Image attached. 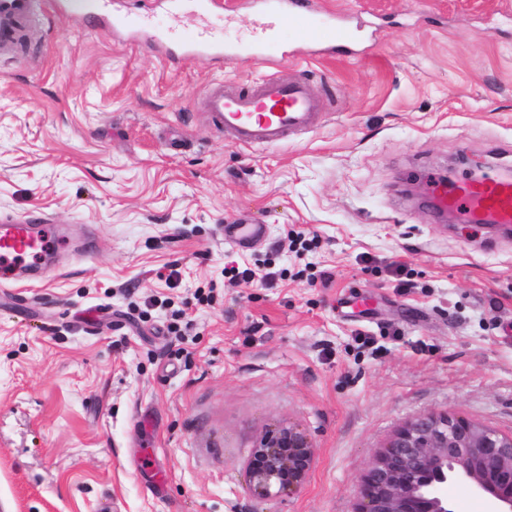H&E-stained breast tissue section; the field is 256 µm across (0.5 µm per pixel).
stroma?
Listing matches in <instances>:
<instances>
[{"mask_svg":"<svg viewBox=\"0 0 512 512\" xmlns=\"http://www.w3.org/2000/svg\"><path fill=\"white\" fill-rule=\"evenodd\" d=\"M73 2L37 0L0 56V217L64 238L0 285V512H354L413 418L512 432V234L404 195L512 165V0H318L366 39L270 66L174 59ZM269 77L317 90V127L229 143L207 86ZM283 422L314 467L262 502L243 467ZM264 232L263 224H228L224 227V239L237 244L256 242Z\"/></svg>","mask_w":512,"mask_h":512,"instance_id":"obj_1","label":"stroma"}]
</instances>
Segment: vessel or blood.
<instances>
[{
    "instance_id": "obj_1",
    "label": "vessel or blood",
    "mask_w": 512,
    "mask_h": 512,
    "mask_svg": "<svg viewBox=\"0 0 512 512\" xmlns=\"http://www.w3.org/2000/svg\"><path fill=\"white\" fill-rule=\"evenodd\" d=\"M248 6L264 19L247 40L222 38L208 22L217 13L220 0H198L206 20L184 43L189 57H216L222 60L252 58L269 64L310 53H333L360 44L363 35L343 16L316 10L312 0H248ZM36 0H0V55L12 53L13 37L32 19ZM290 42H283L282 31ZM209 116L213 126L229 133L234 144L275 147L297 133L312 130L320 118L321 105L305 83L264 80L248 91H228L223 83L208 89ZM437 206L465 218L482 216L505 227L512 226V170L490 172L440 190ZM265 229L260 224H228L225 240L243 244L260 240ZM60 246L55 229L48 224L0 222V283L15 281L25 269L48 270L49 260Z\"/></svg>"
}]
</instances>
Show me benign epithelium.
<instances>
[{"instance_id":"1","label":"benign epithelium","mask_w":512,"mask_h":512,"mask_svg":"<svg viewBox=\"0 0 512 512\" xmlns=\"http://www.w3.org/2000/svg\"><path fill=\"white\" fill-rule=\"evenodd\" d=\"M315 461L304 431L282 423L257 441L245 465L251 495L272 500L298 492ZM456 480L512 512V433L450 413L400 427L358 483L355 512H453L444 486Z\"/></svg>"}]
</instances>
